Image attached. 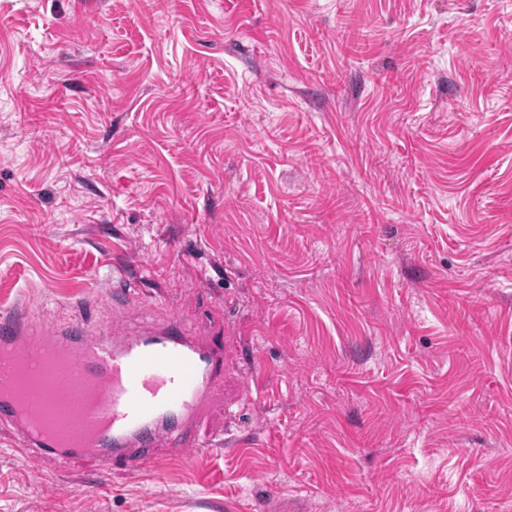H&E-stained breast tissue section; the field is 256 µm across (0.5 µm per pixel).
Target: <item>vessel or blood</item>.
Returning a JSON list of instances; mask_svg holds the SVG:
<instances>
[{
  "mask_svg": "<svg viewBox=\"0 0 512 512\" xmlns=\"http://www.w3.org/2000/svg\"><path fill=\"white\" fill-rule=\"evenodd\" d=\"M62 350L76 372L61 375L59 392L82 436L64 443L32 429L14 398L0 396V426L20 442L19 452L37 467L60 468L77 457L99 466L175 455L197 446L195 428L217 385L223 351L190 335L177 319L133 335L95 333L77 322L47 329L20 313L0 314V352L37 365L49 351Z\"/></svg>",
  "mask_w": 512,
  "mask_h": 512,
  "instance_id": "b4317fda",
  "label": "vessel or blood"
}]
</instances>
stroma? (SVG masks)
Masks as SVG:
<instances>
[{
    "mask_svg": "<svg viewBox=\"0 0 512 512\" xmlns=\"http://www.w3.org/2000/svg\"><path fill=\"white\" fill-rule=\"evenodd\" d=\"M175 317L199 447L0 512H512V0H0V312Z\"/></svg>",
    "mask_w": 512,
    "mask_h": 512,
    "instance_id": "obj_1",
    "label": "stroma"
}]
</instances>
